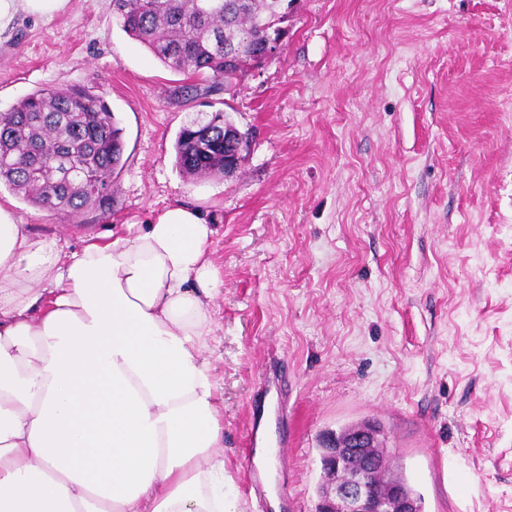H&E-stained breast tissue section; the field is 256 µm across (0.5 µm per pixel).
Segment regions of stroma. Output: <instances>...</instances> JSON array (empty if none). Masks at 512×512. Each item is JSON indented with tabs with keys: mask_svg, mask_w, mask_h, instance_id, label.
<instances>
[{
	"mask_svg": "<svg viewBox=\"0 0 512 512\" xmlns=\"http://www.w3.org/2000/svg\"><path fill=\"white\" fill-rule=\"evenodd\" d=\"M283 52L229 91L166 69L112 0L20 17L0 112L41 88L103 95L125 142L112 208L71 221L5 188L34 235L77 245L200 207L224 286L206 355L239 512H314L319 439L364 419L425 512H512V0H295ZM223 110L233 177L176 165L180 128ZM260 424L272 495L247 493Z\"/></svg>",
	"mask_w": 512,
	"mask_h": 512,
	"instance_id": "35a3bbf8",
	"label": "stroma"
}]
</instances>
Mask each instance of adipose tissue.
<instances>
[{
  "mask_svg": "<svg viewBox=\"0 0 512 512\" xmlns=\"http://www.w3.org/2000/svg\"><path fill=\"white\" fill-rule=\"evenodd\" d=\"M69 2L0 0V38ZM212 235L177 203L66 251L0 205V512H236Z\"/></svg>",
  "mask_w": 512,
  "mask_h": 512,
  "instance_id": "1",
  "label": "adipose tissue"
}]
</instances>
